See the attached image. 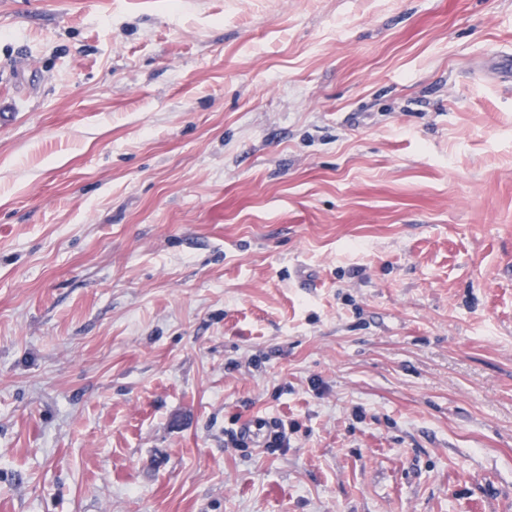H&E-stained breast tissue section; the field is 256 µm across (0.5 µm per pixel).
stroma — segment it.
<instances>
[{
    "instance_id": "35a3bbf8",
    "label": "stroma",
    "mask_w": 512,
    "mask_h": 512,
    "mask_svg": "<svg viewBox=\"0 0 512 512\" xmlns=\"http://www.w3.org/2000/svg\"><path fill=\"white\" fill-rule=\"evenodd\" d=\"M506 50L512 0H0V512H512Z\"/></svg>"
}]
</instances>
